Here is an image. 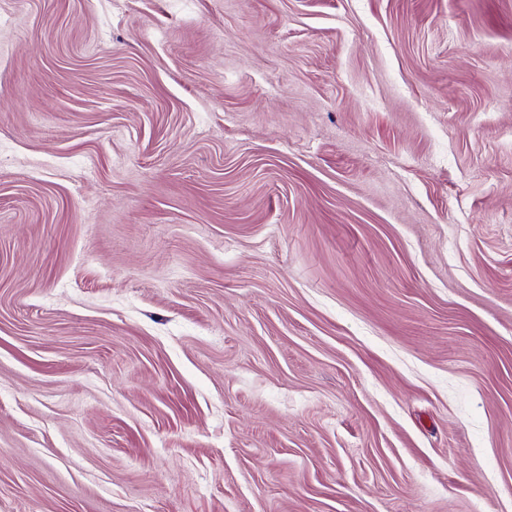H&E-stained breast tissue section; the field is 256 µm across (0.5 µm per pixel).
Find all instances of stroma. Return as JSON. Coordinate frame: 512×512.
Here are the masks:
<instances>
[{
    "instance_id": "stroma-1",
    "label": "stroma",
    "mask_w": 512,
    "mask_h": 512,
    "mask_svg": "<svg viewBox=\"0 0 512 512\" xmlns=\"http://www.w3.org/2000/svg\"><path fill=\"white\" fill-rule=\"evenodd\" d=\"M0 512H512V0H0Z\"/></svg>"
}]
</instances>
